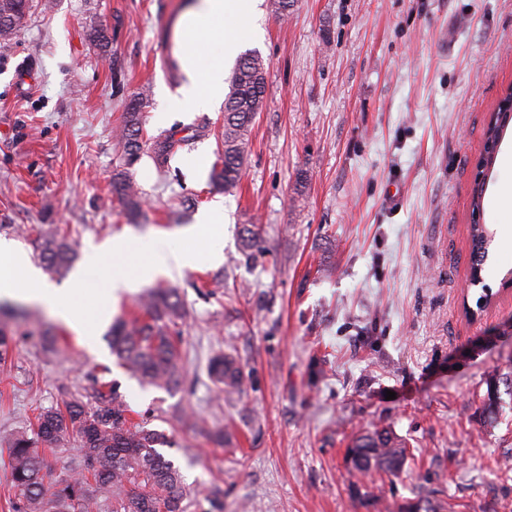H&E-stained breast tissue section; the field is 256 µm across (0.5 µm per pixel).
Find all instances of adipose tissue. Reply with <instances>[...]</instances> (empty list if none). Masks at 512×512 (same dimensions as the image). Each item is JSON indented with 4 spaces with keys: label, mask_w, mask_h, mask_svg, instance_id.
Segmentation results:
<instances>
[{
    "label": "adipose tissue",
    "mask_w": 512,
    "mask_h": 512,
    "mask_svg": "<svg viewBox=\"0 0 512 512\" xmlns=\"http://www.w3.org/2000/svg\"><path fill=\"white\" fill-rule=\"evenodd\" d=\"M262 0H193L178 22V58L183 81L176 91L160 90L153 119L168 123L177 113L217 107L224 102V69L243 33L261 13Z\"/></svg>",
    "instance_id": "ef3b65f1"
}]
</instances>
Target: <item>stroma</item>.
I'll list each match as a JSON object with an SVG mask.
<instances>
[{
    "label": "stroma",
    "instance_id": "stroma-1",
    "mask_svg": "<svg viewBox=\"0 0 512 512\" xmlns=\"http://www.w3.org/2000/svg\"><path fill=\"white\" fill-rule=\"evenodd\" d=\"M185 0H33L0 44V238L37 259L42 224L78 253L113 237H176L223 201L224 258L184 271L188 313L175 333L182 376L144 387L119 367L106 332L96 352L45 305L0 299L13 352L0 364V512H12L8 453L38 408L90 401L119 382L135 421L163 431L183 476L187 512H370L350 493L346 448L388 428L409 455L398 478L374 475L380 512L429 494L452 512H512V160L495 155L483 210L470 197L484 131L512 85V0H297L263 9L255 52L266 95L239 184L224 190L188 167L216 163L224 113L168 126L190 137L170 175L144 148L132 173L146 199L130 222L112 194L114 131L140 90L143 133L159 86L177 89V21ZM107 29L100 53L93 33ZM494 237L483 272L493 298L468 287L472 220ZM265 251L247 259L243 225ZM233 356L248 378L225 397L210 359ZM394 399H386V392ZM497 413L488 418L489 392ZM223 429L226 446L207 433Z\"/></svg>",
    "mask_w": 512,
    "mask_h": 512
}]
</instances>
